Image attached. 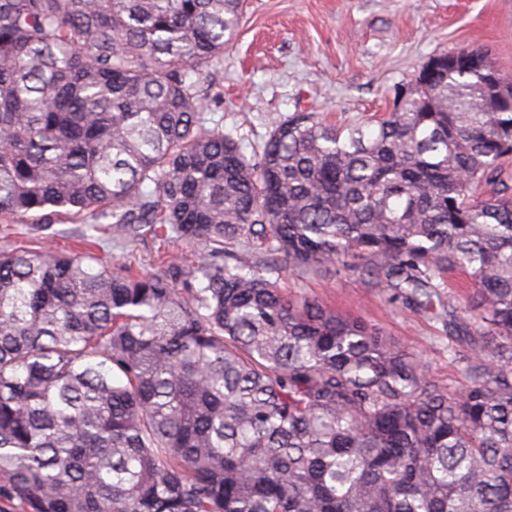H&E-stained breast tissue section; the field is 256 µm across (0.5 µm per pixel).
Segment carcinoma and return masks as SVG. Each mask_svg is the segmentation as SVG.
<instances>
[{"label": "carcinoma", "mask_w": 512, "mask_h": 512, "mask_svg": "<svg viewBox=\"0 0 512 512\" xmlns=\"http://www.w3.org/2000/svg\"><path fill=\"white\" fill-rule=\"evenodd\" d=\"M241 19L0 0V223L164 249L153 273L0 251V512H512L504 75L440 53L382 116L295 112L249 158L194 80ZM326 265L441 312L467 387L278 288Z\"/></svg>", "instance_id": "obj_1"}]
</instances>
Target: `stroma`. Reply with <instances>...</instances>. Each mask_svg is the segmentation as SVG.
<instances>
[{
    "mask_svg": "<svg viewBox=\"0 0 512 512\" xmlns=\"http://www.w3.org/2000/svg\"><path fill=\"white\" fill-rule=\"evenodd\" d=\"M472 49L512 76V0H245L223 59L199 76L215 94L203 115L249 154L274 122L299 109L339 125L390 111L398 89L431 57ZM279 286L364 319L426 361L436 384L465 385L442 322L366 287L359 273L289 271Z\"/></svg>",
    "mask_w": 512,
    "mask_h": 512,
    "instance_id": "1",
    "label": "stroma"
}]
</instances>
